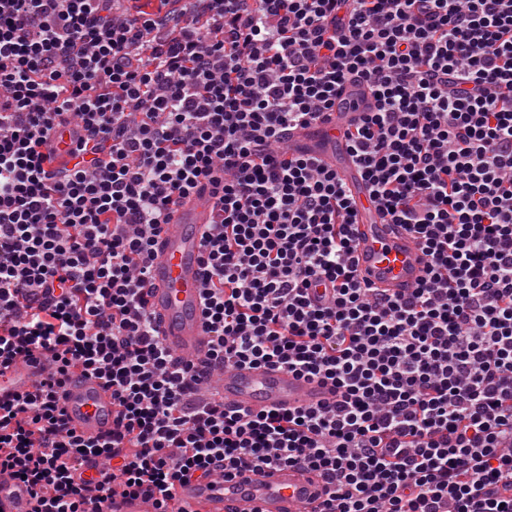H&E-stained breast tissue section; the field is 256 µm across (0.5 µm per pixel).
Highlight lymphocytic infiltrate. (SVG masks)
<instances>
[{
  "instance_id": "f902f5d3",
  "label": "lymphocytic infiltrate",
  "mask_w": 512,
  "mask_h": 512,
  "mask_svg": "<svg viewBox=\"0 0 512 512\" xmlns=\"http://www.w3.org/2000/svg\"><path fill=\"white\" fill-rule=\"evenodd\" d=\"M179 2L0 0V370L50 356L0 395V471L36 512L119 490L172 512L178 483L269 466L323 476L321 512H512V0ZM349 81L375 105L348 149L427 258L403 294L359 279L352 195L285 142ZM205 181L198 366L147 288ZM228 364L338 398L242 410L208 393ZM76 372L112 393L106 436L69 424ZM44 365L43 358L36 351L33 356L18 358L0 375V393L32 391L41 378Z\"/></svg>"
}]
</instances>
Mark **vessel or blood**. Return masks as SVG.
Listing matches in <instances>:
<instances>
[{
  "mask_svg": "<svg viewBox=\"0 0 512 512\" xmlns=\"http://www.w3.org/2000/svg\"><path fill=\"white\" fill-rule=\"evenodd\" d=\"M370 104L360 87H347L335 107L310 127L287 131L291 149L307 152L335 171L356 202L353 224L355 268L360 279L375 288L401 293L414 288L424 275L425 257L402 225L389 223L372 202L346 146L360 112ZM213 220V195L204 191L187 197L164 225L151 258L149 305L161 340L177 357L202 359L209 338L201 318L204 267L202 234ZM40 354L15 360L0 374V393L32 391L41 377ZM225 402L252 411L291 410L334 400L329 384L273 367L228 365L217 383ZM71 426L87 437L112 429V394L95 379L73 375L63 391ZM180 499L193 512H314L323 497V483L311 471L298 468L244 469L225 480L193 479L178 487ZM0 501L10 512H34L36 502L9 472H0ZM102 512H157L154 496L115 495Z\"/></svg>",
  "mask_w": 512,
  "mask_h": 512,
  "instance_id": "b4317fda",
  "label": "vessel or blood"
}]
</instances>
